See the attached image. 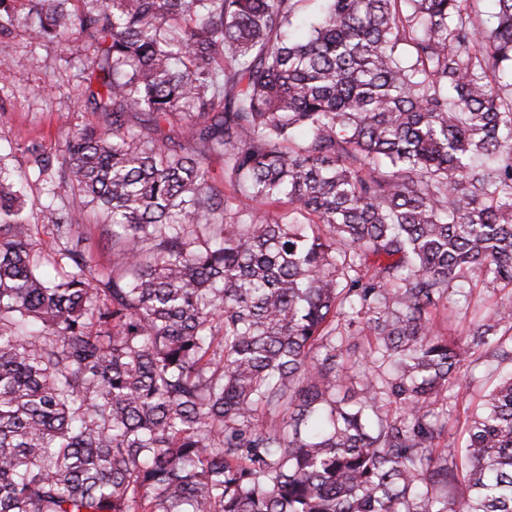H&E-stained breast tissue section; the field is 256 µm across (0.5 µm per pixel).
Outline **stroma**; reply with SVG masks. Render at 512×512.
Instances as JSON below:
<instances>
[{"label":"stroma","instance_id":"obj_1","mask_svg":"<svg viewBox=\"0 0 512 512\" xmlns=\"http://www.w3.org/2000/svg\"><path fill=\"white\" fill-rule=\"evenodd\" d=\"M83 38L71 33L62 43H31L24 16H17L5 46L0 47V74L6 75L8 91L0 94V166L26 167L27 149L37 144L54 160L62 162L67 132L73 126H105L104 112L90 103L84 81L86 52ZM28 193L37 201L29 213L35 237L42 247L54 242L53 228L43 207L63 211L66 195H54L46 184L31 181ZM506 292L488 287L455 295L450 310L437 318L442 333L466 335L473 320L493 311L506 300ZM512 370V364L488 357L467 361L457 374L463 394L448 415L447 442L459 447L467 417L496 379Z\"/></svg>","mask_w":512,"mask_h":512}]
</instances>
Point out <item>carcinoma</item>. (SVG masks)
Listing matches in <instances>:
<instances>
[{"instance_id": "1", "label": "carcinoma", "mask_w": 512, "mask_h": 512, "mask_svg": "<svg viewBox=\"0 0 512 512\" xmlns=\"http://www.w3.org/2000/svg\"><path fill=\"white\" fill-rule=\"evenodd\" d=\"M70 2L0 0L2 36L78 30L112 113L0 166V512H512V374L439 449L462 363H512V0L294 38L306 0ZM31 170L71 196L45 254ZM455 282L509 293L466 339ZM83 224V231L90 238L93 254L100 271L109 272L112 270V243L109 242L107 246H104L106 241L100 236V223L96 220L91 207L88 208Z\"/></svg>"}]
</instances>
